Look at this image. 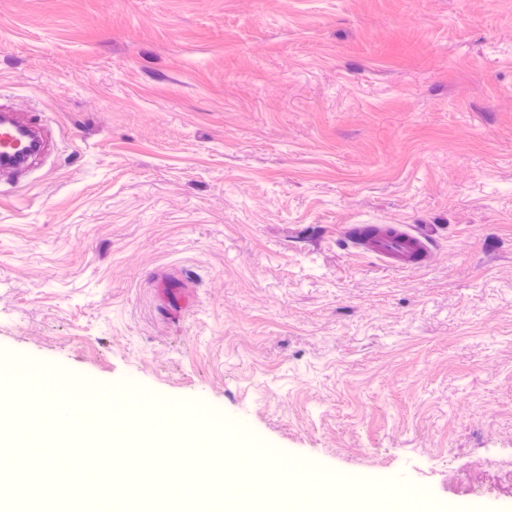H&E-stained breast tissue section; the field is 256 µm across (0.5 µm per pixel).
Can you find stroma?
Returning a JSON list of instances; mask_svg holds the SVG:
<instances>
[{"mask_svg":"<svg viewBox=\"0 0 512 512\" xmlns=\"http://www.w3.org/2000/svg\"><path fill=\"white\" fill-rule=\"evenodd\" d=\"M0 105V360L512 512V0H0ZM0 120V153L5 155L6 163L2 159L1 169L13 167L14 165L21 164L25 161L28 154L17 156L16 153H11L10 150L14 149V142L21 143L22 138L26 136V141L37 142V135L41 131L40 128L28 122L23 116L18 117L13 113L2 112ZM5 165H9L6 167ZM378 226L381 231L368 243L369 250L384 264L408 266L417 264L419 253L429 255L431 250L430 234L410 224H388Z\"/></svg>","mask_w":512,"mask_h":512,"instance_id":"35a3bbf8","label":"stroma"}]
</instances>
